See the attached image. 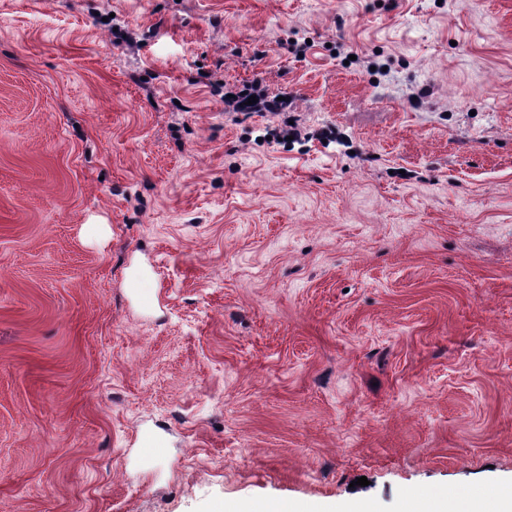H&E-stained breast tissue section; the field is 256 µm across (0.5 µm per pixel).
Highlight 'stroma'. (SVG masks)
<instances>
[{
    "instance_id": "obj_1",
    "label": "stroma",
    "mask_w": 512,
    "mask_h": 512,
    "mask_svg": "<svg viewBox=\"0 0 512 512\" xmlns=\"http://www.w3.org/2000/svg\"><path fill=\"white\" fill-rule=\"evenodd\" d=\"M478 487L512 493V0H0V512Z\"/></svg>"
}]
</instances>
